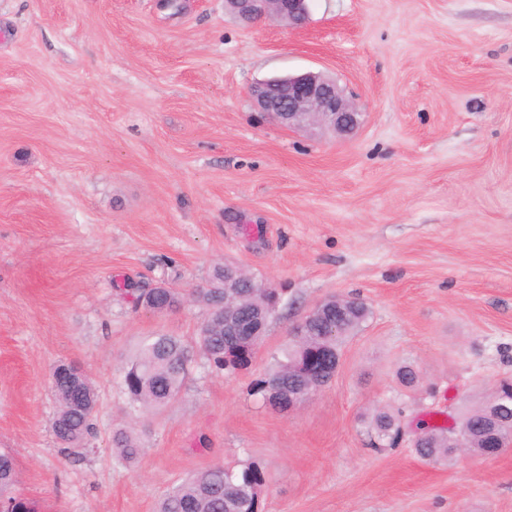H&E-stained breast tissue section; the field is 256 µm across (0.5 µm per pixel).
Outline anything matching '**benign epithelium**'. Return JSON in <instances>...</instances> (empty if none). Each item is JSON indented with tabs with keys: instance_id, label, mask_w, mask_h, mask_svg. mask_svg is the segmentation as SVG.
Here are the masks:
<instances>
[{
	"instance_id": "benign-epithelium-1",
	"label": "benign epithelium",
	"mask_w": 512,
	"mask_h": 512,
	"mask_svg": "<svg viewBox=\"0 0 512 512\" xmlns=\"http://www.w3.org/2000/svg\"><path fill=\"white\" fill-rule=\"evenodd\" d=\"M224 9L239 21L252 24L276 17L288 25H300L307 15V0H224ZM258 110L277 124L295 129H320L338 136L353 134L361 124L360 112L336 81L320 73L272 78L250 89ZM268 405L288 412L302 402L284 399L276 387H267Z\"/></svg>"
}]
</instances>
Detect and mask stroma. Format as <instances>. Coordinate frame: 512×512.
<instances>
[{"mask_svg":"<svg viewBox=\"0 0 512 512\" xmlns=\"http://www.w3.org/2000/svg\"><path fill=\"white\" fill-rule=\"evenodd\" d=\"M307 71L352 96L354 135L284 128L248 95ZM225 263L280 297L251 365L217 374L194 351L174 401L133 406L124 363L159 332L196 342L192 293ZM129 282L182 303L134 309ZM333 296L371 310L334 380L267 407L255 382ZM60 362L98 394L77 461L51 431ZM510 375L512 0H310L300 30L224 0H0V452L38 512H156L246 460L263 512H512V448L433 466L374 451L361 422L450 425ZM112 446L116 459L124 464L136 462L142 451L136 438L122 428L113 432Z\"/></svg>","mask_w":512,"mask_h":512,"instance_id":"35a3bbf8","label":"stroma"}]
</instances>
